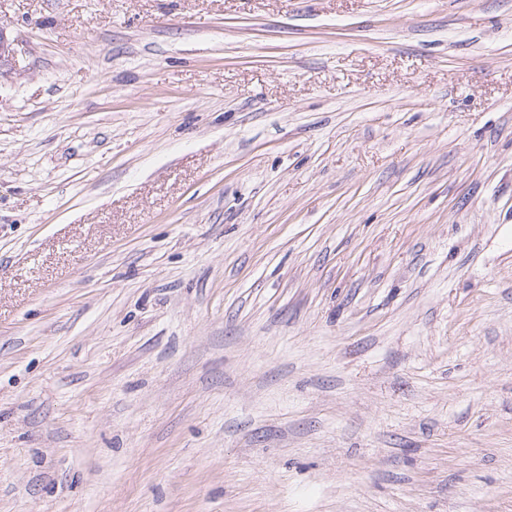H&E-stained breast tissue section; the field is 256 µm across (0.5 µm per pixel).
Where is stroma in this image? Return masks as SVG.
<instances>
[{
  "instance_id": "obj_1",
  "label": "stroma",
  "mask_w": 512,
  "mask_h": 512,
  "mask_svg": "<svg viewBox=\"0 0 512 512\" xmlns=\"http://www.w3.org/2000/svg\"><path fill=\"white\" fill-rule=\"evenodd\" d=\"M0 25V512H512V0Z\"/></svg>"
}]
</instances>
